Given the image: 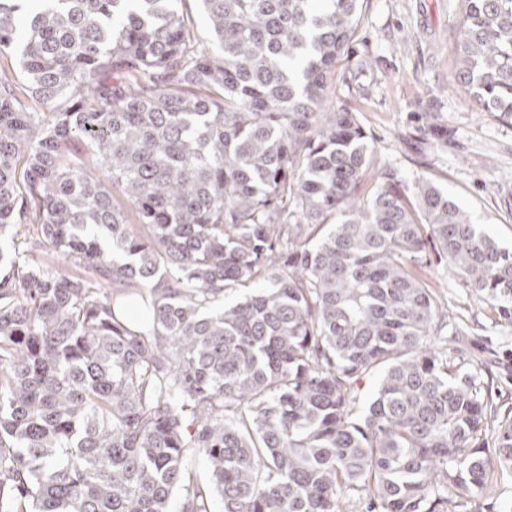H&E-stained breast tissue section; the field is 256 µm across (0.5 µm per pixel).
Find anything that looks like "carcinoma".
<instances>
[{
  "mask_svg": "<svg viewBox=\"0 0 512 512\" xmlns=\"http://www.w3.org/2000/svg\"><path fill=\"white\" fill-rule=\"evenodd\" d=\"M183 2L0 0V238L90 270L0 275V512L460 507L497 405L423 269L512 326V251L332 102L364 0H200L208 44ZM455 69L512 120V0H460ZM493 444L512 468V419Z\"/></svg>",
  "mask_w": 512,
  "mask_h": 512,
  "instance_id": "obj_1",
  "label": "carcinoma"
}]
</instances>
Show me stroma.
<instances>
[{"instance_id":"35a3bbf8","label":"stroma","mask_w":512,"mask_h":512,"mask_svg":"<svg viewBox=\"0 0 512 512\" xmlns=\"http://www.w3.org/2000/svg\"><path fill=\"white\" fill-rule=\"evenodd\" d=\"M459 0H366L356 48L372 66L342 63L331 78L371 135L382 163L404 175H423L486 225L502 247L512 248V121L478 111L457 85L455 29ZM439 96L448 139L425 143L419 103ZM429 275L449 321L467 326L458 358L492 378L499 411L512 412V327L499 325L489 305L475 300L440 266ZM496 479L492 494L471 498L462 512H512V469L487 448Z\"/></svg>"}]
</instances>
